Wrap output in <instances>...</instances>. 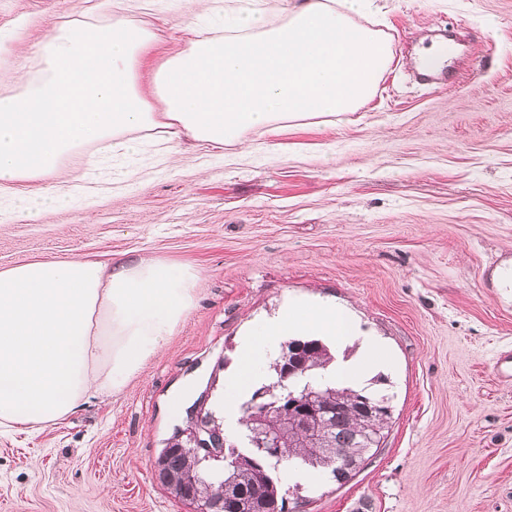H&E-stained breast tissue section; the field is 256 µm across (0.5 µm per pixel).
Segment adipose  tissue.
<instances>
[{
	"label": "adipose tissue",
	"mask_w": 512,
	"mask_h": 512,
	"mask_svg": "<svg viewBox=\"0 0 512 512\" xmlns=\"http://www.w3.org/2000/svg\"><path fill=\"white\" fill-rule=\"evenodd\" d=\"M368 0H293L272 12L258 0H224L223 35L196 36L156 61L150 90L139 69L159 40L147 22L53 24L35 72H0V192L18 194L16 215L52 211L66 196H20L22 185L86 180L65 161L139 152L141 131L220 151L254 130L269 132L357 109L389 66V36L365 19ZM199 272L157 258L104 265L79 258L0 271V428L40 429L90 395L122 391L193 306ZM282 336L358 342L338 382L361 388L388 360L382 340L357 337L335 305L288 303L242 336L233 393L249 387L258 351Z\"/></svg>",
	"instance_id": "obj_1"
}]
</instances>
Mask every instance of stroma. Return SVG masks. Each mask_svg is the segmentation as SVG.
I'll return each instance as SVG.
<instances>
[{
    "mask_svg": "<svg viewBox=\"0 0 512 512\" xmlns=\"http://www.w3.org/2000/svg\"><path fill=\"white\" fill-rule=\"evenodd\" d=\"M393 59L357 111L216 156L185 142L112 159V187L41 217H0V270L35 260L158 257L199 270L186 318L117 395L39 430L0 431V512H190L155 476L203 390L224 415L240 339L291 301L323 300L381 337L372 389L392 418L352 478L307 486L288 512H512V0H376ZM181 49L220 0H136ZM112 20L111 0H0V64L23 67L61 19ZM460 51L439 87L419 50Z\"/></svg>",
    "mask_w": 512,
    "mask_h": 512,
    "instance_id": "1",
    "label": "stroma"
}]
</instances>
